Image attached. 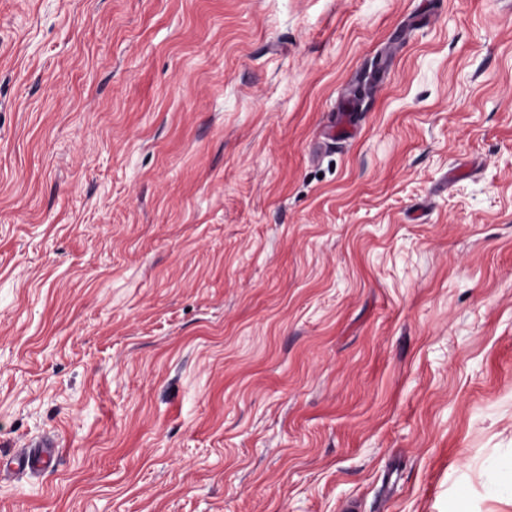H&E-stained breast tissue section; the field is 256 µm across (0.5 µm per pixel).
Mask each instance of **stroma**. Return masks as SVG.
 <instances>
[{
  "label": "stroma",
  "instance_id": "stroma-1",
  "mask_svg": "<svg viewBox=\"0 0 512 512\" xmlns=\"http://www.w3.org/2000/svg\"><path fill=\"white\" fill-rule=\"evenodd\" d=\"M46 436L0 512H512V0H0ZM55 443L50 439H43L36 443H28L21 448H14L8 458V471L4 469V461H1L0 475L2 472H22L29 474H41L47 472L58 453ZM489 481L500 497L512 500V462L494 467Z\"/></svg>",
  "mask_w": 512,
  "mask_h": 512
}]
</instances>
